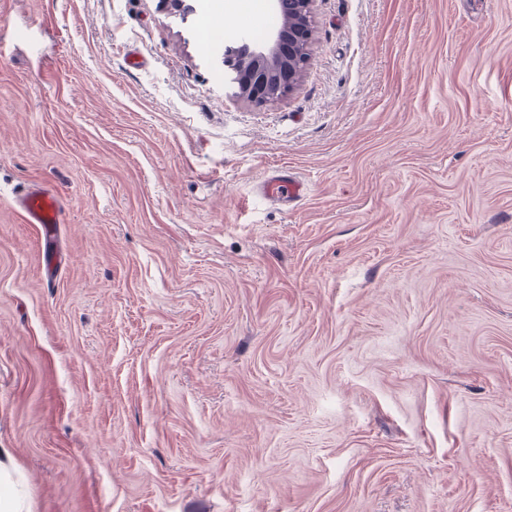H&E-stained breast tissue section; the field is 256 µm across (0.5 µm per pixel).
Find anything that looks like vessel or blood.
Returning a JSON list of instances; mask_svg holds the SVG:
<instances>
[{
    "label": "vessel or blood",
    "mask_w": 512,
    "mask_h": 512,
    "mask_svg": "<svg viewBox=\"0 0 512 512\" xmlns=\"http://www.w3.org/2000/svg\"><path fill=\"white\" fill-rule=\"evenodd\" d=\"M261 192L266 197L288 203L302 197L304 184L281 169L264 178ZM15 207L23 223L39 226L40 235L47 243L55 239L60 225L69 217L66 197L39 184L27 185L16 196Z\"/></svg>",
    "instance_id": "obj_1"
}]
</instances>
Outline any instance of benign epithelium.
Masks as SVG:
<instances>
[{"instance_id":"7a95c632","label":"benign epithelium","mask_w":512,"mask_h":512,"mask_svg":"<svg viewBox=\"0 0 512 512\" xmlns=\"http://www.w3.org/2000/svg\"><path fill=\"white\" fill-rule=\"evenodd\" d=\"M274 11L287 18V27L273 31L267 41L243 58L224 51V66L243 71L245 87L240 94L261 105L281 97L297 84L311 52L308 26L315 0H271Z\"/></svg>"}]
</instances>
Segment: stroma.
<instances>
[{
	"instance_id": "stroma-1",
	"label": "stroma",
	"mask_w": 512,
	"mask_h": 512,
	"mask_svg": "<svg viewBox=\"0 0 512 512\" xmlns=\"http://www.w3.org/2000/svg\"><path fill=\"white\" fill-rule=\"evenodd\" d=\"M225 1L0 0L30 512H512V0H315L263 106L224 50L278 16ZM31 181L70 200L51 282ZM260 190L266 197L288 203L303 196L304 183L292 178L288 169H281L268 174Z\"/></svg>"
}]
</instances>
